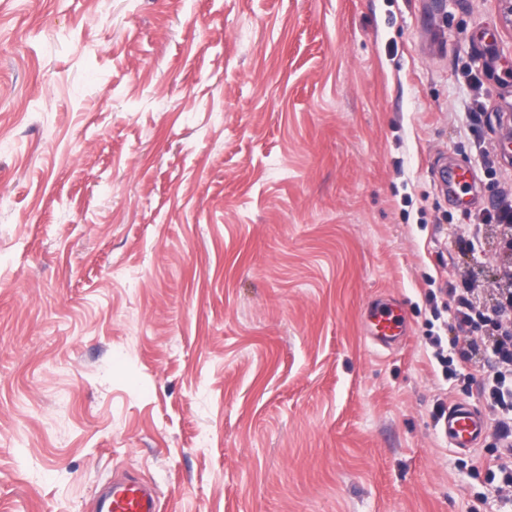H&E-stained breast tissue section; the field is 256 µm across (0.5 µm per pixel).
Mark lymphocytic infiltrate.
I'll list each match as a JSON object with an SVG mask.
<instances>
[{
	"instance_id": "obj_1",
	"label": "lymphocytic infiltrate",
	"mask_w": 512,
	"mask_h": 512,
	"mask_svg": "<svg viewBox=\"0 0 512 512\" xmlns=\"http://www.w3.org/2000/svg\"><path fill=\"white\" fill-rule=\"evenodd\" d=\"M485 223L499 225L507 248L512 250V203L486 213L481 224L458 225V243L475 251ZM445 307L458 334L447 341L439 335L430 336L433 357L447 380L458 377L457 363L480 365L478 388L489 408L493 452L484 484L501 503L512 504V291L495 301L483 302L475 298L472 289H453Z\"/></svg>"
}]
</instances>
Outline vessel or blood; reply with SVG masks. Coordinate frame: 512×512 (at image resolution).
I'll return each mask as SVG.
<instances>
[{"label":"vessel or blood","instance_id":"1","mask_svg":"<svg viewBox=\"0 0 512 512\" xmlns=\"http://www.w3.org/2000/svg\"><path fill=\"white\" fill-rule=\"evenodd\" d=\"M365 335L382 349H394L408 334L403 303L395 298L377 300L363 314ZM450 447L469 450L483 440L486 418L479 407L466 401L449 404L440 425ZM92 512H160L156 487L133 476L107 480L95 493Z\"/></svg>","mask_w":512,"mask_h":512}]
</instances>
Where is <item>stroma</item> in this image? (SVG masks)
Returning a JSON list of instances; mask_svg holds the SVG:
<instances>
[{"label": "stroma", "instance_id": "stroma-1", "mask_svg": "<svg viewBox=\"0 0 512 512\" xmlns=\"http://www.w3.org/2000/svg\"><path fill=\"white\" fill-rule=\"evenodd\" d=\"M510 194L501 0H0V512H498L427 337ZM480 224L458 225L456 238L458 243L474 255L477 251L476 244L480 242L481 224H498L503 229L506 247L512 251V203L499 206L494 213L487 212ZM365 336L382 349L392 350L408 334V321L404 304L391 297L372 302L363 314ZM440 429L450 448L467 451L485 437L486 418L479 407L458 401L448 404ZM92 512H160L156 487L133 476L107 480L95 493Z\"/></svg>", "mask_w": 512, "mask_h": 512}]
</instances>
